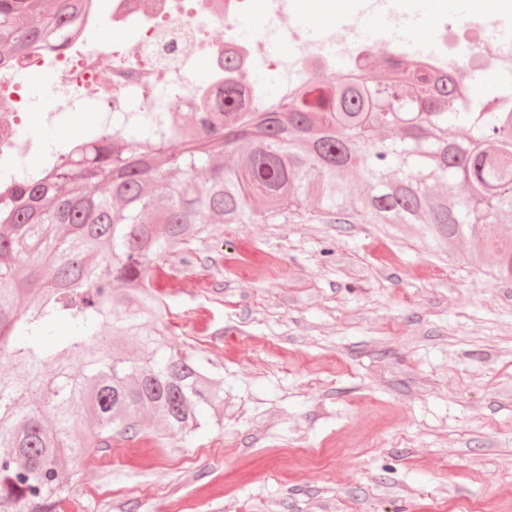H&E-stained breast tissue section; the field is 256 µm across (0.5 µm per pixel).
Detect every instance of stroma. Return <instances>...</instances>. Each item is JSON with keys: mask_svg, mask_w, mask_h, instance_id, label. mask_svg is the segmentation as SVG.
I'll list each match as a JSON object with an SVG mask.
<instances>
[{"mask_svg": "<svg viewBox=\"0 0 512 512\" xmlns=\"http://www.w3.org/2000/svg\"><path fill=\"white\" fill-rule=\"evenodd\" d=\"M496 51L459 75L485 102ZM152 274L224 422L94 449L77 512H512V283L302 214L213 225Z\"/></svg>", "mask_w": 512, "mask_h": 512, "instance_id": "1", "label": "stroma"}]
</instances>
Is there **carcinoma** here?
<instances>
[{
  "label": "carcinoma",
  "instance_id": "carcinoma-1",
  "mask_svg": "<svg viewBox=\"0 0 512 512\" xmlns=\"http://www.w3.org/2000/svg\"><path fill=\"white\" fill-rule=\"evenodd\" d=\"M80 0H0V58L71 28ZM242 88L205 140L142 146L114 135L84 146L47 179L0 204V512H57L89 448H110L157 420L188 435L224 405L218 375L167 349L153 265L210 224H268L303 210L325 224L362 215L424 248L467 245L487 275L512 283V111L496 112L458 80L399 59L379 81L311 78L272 112L242 111ZM463 117L457 137L448 119ZM399 123L405 137L368 129ZM248 146L244 165L226 157ZM370 192L352 198L346 172ZM467 194H434L435 180ZM63 322L68 335L52 339Z\"/></svg>",
  "mask_w": 512,
  "mask_h": 512
}]
</instances>
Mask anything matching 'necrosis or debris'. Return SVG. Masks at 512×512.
<instances>
[{
	"label": "necrosis or debris",
	"instance_id": "4bbe7bcc",
	"mask_svg": "<svg viewBox=\"0 0 512 512\" xmlns=\"http://www.w3.org/2000/svg\"><path fill=\"white\" fill-rule=\"evenodd\" d=\"M253 0H85V10L62 42L30 48L0 64V197L39 179L80 148L118 133L134 141L166 135L178 141L185 124L206 135L205 121L224 87V58L240 59L241 70L265 69L279 78L280 94L313 72L334 73L337 61L358 65L368 47L359 37L363 13L330 29L325 41L308 39L305 27L287 28L299 0H264L263 32L242 39L238 22ZM431 40L401 46L403 57L442 71L478 65L484 57L483 23L436 17ZM118 30L117 39L93 31ZM291 39L299 49L275 53L271 42ZM40 76L53 95L34 106L23 77ZM97 106L82 140L45 141L43 131L62 127L84 104Z\"/></svg>",
	"mask_w": 512,
	"mask_h": 512
}]
</instances>
